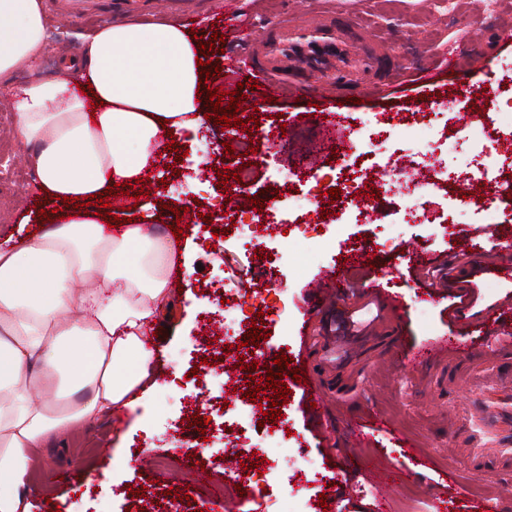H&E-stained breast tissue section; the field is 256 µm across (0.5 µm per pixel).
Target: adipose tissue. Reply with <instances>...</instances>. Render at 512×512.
Instances as JSON below:
<instances>
[{
    "instance_id": "obj_1",
    "label": "adipose tissue",
    "mask_w": 512,
    "mask_h": 512,
    "mask_svg": "<svg viewBox=\"0 0 512 512\" xmlns=\"http://www.w3.org/2000/svg\"><path fill=\"white\" fill-rule=\"evenodd\" d=\"M42 0H0V97L45 195L67 218L20 246H0V512H30L27 462L80 425L149 411L154 326L188 244L129 224L105 235L93 194L150 177L171 132L204 125L196 60L180 22L101 27L73 62L75 83L10 78L47 38Z\"/></svg>"
}]
</instances>
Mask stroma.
Returning <instances> with one entry per match:
<instances>
[{
	"instance_id": "obj_1",
	"label": "stroma",
	"mask_w": 512,
	"mask_h": 512,
	"mask_svg": "<svg viewBox=\"0 0 512 512\" xmlns=\"http://www.w3.org/2000/svg\"><path fill=\"white\" fill-rule=\"evenodd\" d=\"M116 0H100L98 13L64 23L54 0H44L55 26L71 30L67 41L47 40L36 60L13 75L22 87L34 74L57 79L60 59L77 55L84 38L98 25L99 13L113 10ZM232 8L246 39L217 42L210 52L212 66H224L233 56L248 68L261 62L264 43L280 31L289 16L336 30L354 54L372 53L367 70L356 81H339L334 95L316 101L313 86L320 75L310 66L290 68L275 101L256 94L240 100L239 114L258 120V127L208 124L202 139L180 140L169 165L131 211L136 223L168 231L182 223L192 244L171 314L156 326L153 357L156 386L149 415L120 411L92 429L78 428L53 451L32 454L26 486L31 512H164L167 497H190L213 504L215 512H235L243 497L224 492V468L247 475L224 438L259 442L266 433L256 421L234 414L249 389L246 366L252 361L273 364L279 354L290 357L305 381L290 383L281 418L291 435L275 455L274 492L296 495L307 512H370L371 491L388 471L401 481L390 512H434L444 501L448 512H512V466L474 471L462 455L464 432L448 430V420L478 400L479 392L465 378L474 366L465 355L444 351L418 373L396 366L397 348L418 347L443 336L470 341L467 328L455 327L450 316L461 287L473 286L478 297L475 314L503 305L498 327L512 334V281L500 279L491 252L512 244V219L506 203L495 215L472 204L455 208L444 224L405 223L406 207L432 215L436 195L420 188L415 164L405 180L379 186L369 183L365 222L343 225L320 246L304 240L293 245L289 262L269 264L268 247L276 245L271 231L259 248L243 246L236 232L223 224H203L205 214L221 216L256 202L279 207L292 198L300 221L334 219L339 204L317 210L302 192L315 177L348 190L353 170L345 160L352 134L342 127L329 137L325 123L330 105L346 106L350 116L363 119L370 132L390 145L403 146L413 133L427 129L436 113L445 112L457 126L484 124L495 142L512 141V0H185L173 8L158 7V15L184 20L200 41L223 31L222 15ZM458 68L445 72L447 58ZM435 72L436 98L417 102L414 90L427 72ZM14 109L0 98V156L10 172L0 175V243L44 232L43 194L26 169L25 148L10 139ZM234 147L226 156V147ZM218 172L247 171L246 185L229 180L219 186L193 180L200 160ZM294 179L283 182L284 173ZM182 216H175V209ZM217 235L206 247L201 229ZM434 257L437 266H452L449 279L430 287L418 279L410 258L413 248ZM348 272L349 290L325 298L327 273ZM375 293H362L368 283ZM285 288L292 303L287 320L257 318L267 329L258 347L228 353L211 326L222 323L225 308H250L257 290ZM236 390L222 393L225 376ZM321 397L323 409L313 416L309 402ZM391 417L400 440L371 429L357 442L354 429L368 415ZM206 426L189 425L193 416ZM206 443L203 460L177 459L161 469L158 458L172 455L185 441Z\"/></svg>"
}]
</instances>
